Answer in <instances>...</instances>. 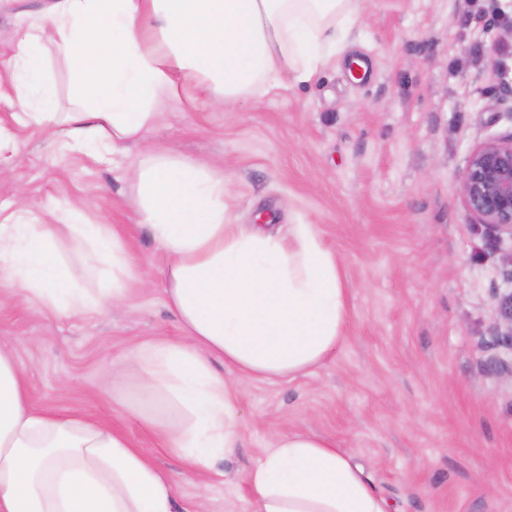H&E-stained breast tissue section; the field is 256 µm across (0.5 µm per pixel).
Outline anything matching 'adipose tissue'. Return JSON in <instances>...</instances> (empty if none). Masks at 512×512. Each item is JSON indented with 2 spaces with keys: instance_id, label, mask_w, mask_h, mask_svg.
Wrapping results in <instances>:
<instances>
[{
  "instance_id": "1",
  "label": "adipose tissue",
  "mask_w": 512,
  "mask_h": 512,
  "mask_svg": "<svg viewBox=\"0 0 512 512\" xmlns=\"http://www.w3.org/2000/svg\"><path fill=\"white\" fill-rule=\"evenodd\" d=\"M363 0H53L14 35L13 81L27 117L70 152L110 160L162 126L172 100L215 90L232 106L259 91L311 81L347 39ZM56 43L74 78L71 107L51 109L40 48ZM139 226L167 257V306L183 336L134 347L112 372V403L198 476L244 437L250 380L303 376L345 340L348 290L315 224L240 223L216 164L145 152L132 173ZM89 247L112 283L68 274L58 245ZM0 274L68 316L127 299L138 275L107 224L45 222L18 204L0 224ZM223 360L217 372L213 360ZM138 380L132 396L128 377ZM249 512H389L360 468L331 441L277 434L247 470ZM172 478L111 426L36 411L8 343H0V512H175Z\"/></svg>"
}]
</instances>
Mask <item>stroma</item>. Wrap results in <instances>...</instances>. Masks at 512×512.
<instances>
[{
  "mask_svg": "<svg viewBox=\"0 0 512 512\" xmlns=\"http://www.w3.org/2000/svg\"><path fill=\"white\" fill-rule=\"evenodd\" d=\"M47 3L0 0V74L13 31ZM14 100L0 88V220L19 198L38 216L78 203L73 223L126 231L145 282L125 304L64 317L0 277V341L32 408L122 432L173 478L177 512H248L245 472L291 430L343 448L389 512H512V372L490 366L512 360L490 336L512 290V239L477 223L458 191L470 153L512 133V0H366L313 82L232 109L210 93L169 103L162 144L223 162L241 223L318 225L352 290L335 357L244 385L243 446L204 486L107 392L130 349L182 336L164 303L167 258L136 224L127 173L142 148L114 164L67 152Z\"/></svg>",
  "mask_w": 512,
  "mask_h": 512,
  "instance_id": "stroma-1",
  "label": "stroma"
}]
</instances>
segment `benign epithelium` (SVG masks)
Listing matches in <instances>:
<instances>
[{"mask_svg":"<svg viewBox=\"0 0 512 512\" xmlns=\"http://www.w3.org/2000/svg\"><path fill=\"white\" fill-rule=\"evenodd\" d=\"M458 183L469 213L498 235L512 239V133L474 149ZM498 315L491 330L493 344L512 350V291L498 296Z\"/></svg>","mask_w":512,"mask_h":512,"instance_id":"7a95c632","label":"benign epithelium"}]
</instances>
